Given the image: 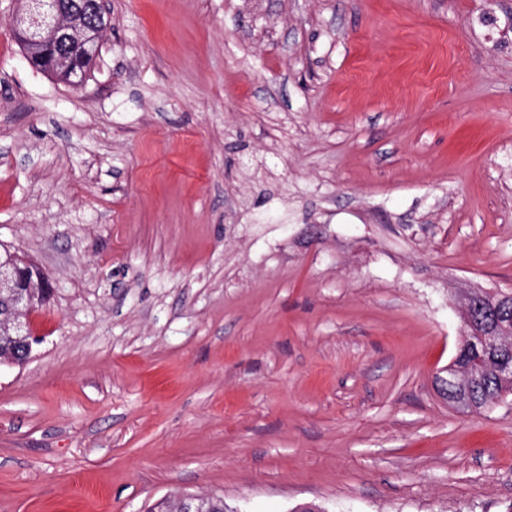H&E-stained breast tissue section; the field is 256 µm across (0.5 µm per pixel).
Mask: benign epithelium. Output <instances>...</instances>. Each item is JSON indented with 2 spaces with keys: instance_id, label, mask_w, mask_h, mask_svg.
I'll use <instances>...</instances> for the list:
<instances>
[{
  "instance_id": "1",
  "label": "benign epithelium",
  "mask_w": 512,
  "mask_h": 512,
  "mask_svg": "<svg viewBox=\"0 0 512 512\" xmlns=\"http://www.w3.org/2000/svg\"><path fill=\"white\" fill-rule=\"evenodd\" d=\"M28 8L16 16L14 35L28 49L31 64H42L52 56L47 70L68 76L74 87L83 85L87 49L101 43L108 26L102 0L89 4L69 5L62 0H27ZM51 287L50 276L17 252L0 258V326L12 329L27 350L42 342L31 319L43 306L34 300L43 288Z\"/></svg>"
}]
</instances>
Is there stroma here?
Returning <instances> with one entry per match:
<instances>
[{"mask_svg": "<svg viewBox=\"0 0 512 512\" xmlns=\"http://www.w3.org/2000/svg\"><path fill=\"white\" fill-rule=\"evenodd\" d=\"M93 72L0 0V512H507L512 396L438 376L512 289V0H104ZM44 289L47 298L52 293L51 280L47 272L30 263L16 251L7 258L0 256V326L12 328L14 336L0 334V360L24 362L32 351L33 344L42 342L32 326L31 319L46 305H35L39 291ZM15 336H20V342Z\"/></svg>", "mask_w": 512, "mask_h": 512, "instance_id": "stroma-1", "label": "stroma"}]
</instances>
